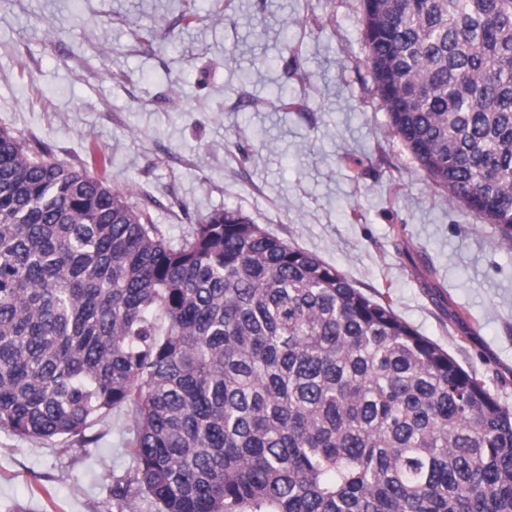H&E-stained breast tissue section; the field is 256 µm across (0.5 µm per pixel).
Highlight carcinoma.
Instances as JSON below:
<instances>
[{
    "instance_id": "1",
    "label": "carcinoma",
    "mask_w": 512,
    "mask_h": 512,
    "mask_svg": "<svg viewBox=\"0 0 512 512\" xmlns=\"http://www.w3.org/2000/svg\"><path fill=\"white\" fill-rule=\"evenodd\" d=\"M371 75L430 180L512 245V0H362ZM0 127V428L133 407L160 512H512V409L239 208L178 245L105 177Z\"/></svg>"
}]
</instances>
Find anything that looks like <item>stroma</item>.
Returning <instances> with one entry per match:
<instances>
[{
    "instance_id": "stroma-1",
    "label": "stroma",
    "mask_w": 512,
    "mask_h": 512,
    "mask_svg": "<svg viewBox=\"0 0 512 512\" xmlns=\"http://www.w3.org/2000/svg\"><path fill=\"white\" fill-rule=\"evenodd\" d=\"M360 0H0V127L107 178L171 243L236 206L336 267L512 408V246L420 170ZM78 438L0 429V512H159L131 407Z\"/></svg>"
}]
</instances>
